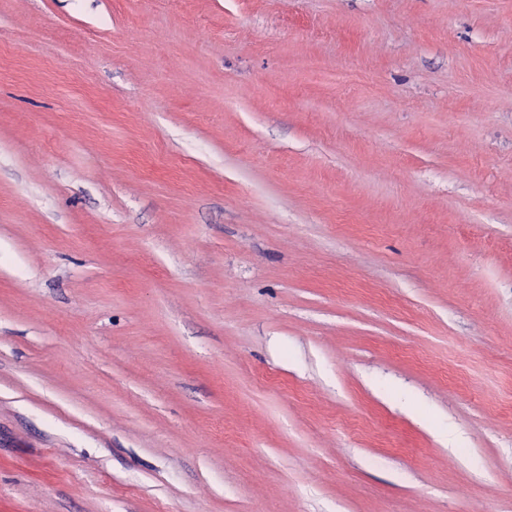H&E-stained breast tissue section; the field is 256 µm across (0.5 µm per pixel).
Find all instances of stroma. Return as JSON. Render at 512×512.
Returning <instances> with one entry per match:
<instances>
[{"label":"stroma","mask_w":512,"mask_h":512,"mask_svg":"<svg viewBox=\"0 0 512 512\" xmlns=\"http://www.w3.org/2000/svg\"><path fill=\"white\" fill-rule=\"evenodd\" d=\"M0 512H512V0H0Z\"/></svg>","instance_id":"stroma-1"}]
</instances>
